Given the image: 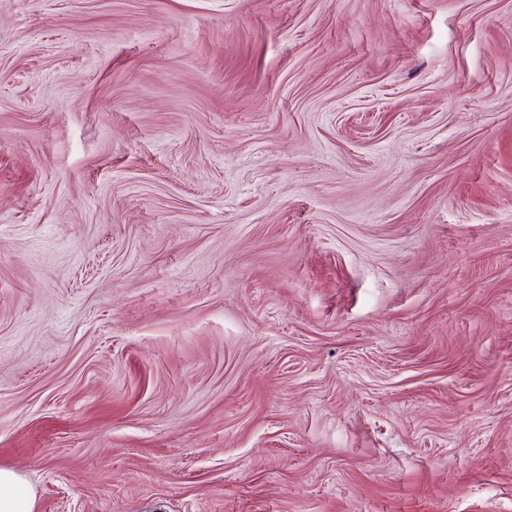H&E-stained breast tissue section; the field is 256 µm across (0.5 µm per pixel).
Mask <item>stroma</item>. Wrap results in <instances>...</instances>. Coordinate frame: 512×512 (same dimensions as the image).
<instances>
[{
	"label": "stroma",
	"mask_w": 512,
	"mask_h": 512,
	"mask_svg": "<svg viewBox=\"0 0 512 512\" xmlns=\"http://www.w3.org/2000/svg\"><path fill=\"white\" fill-rule=\"evenodd\" d=\"M0 467L512 512V0H0Z\"/></svg>",
	"instance_id": "35a3bbf8"
}]
</instances>
